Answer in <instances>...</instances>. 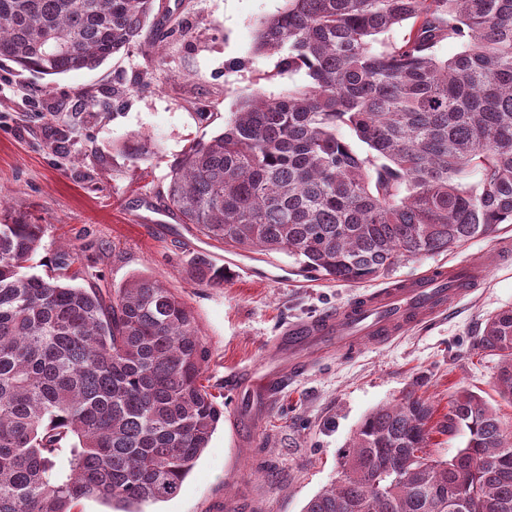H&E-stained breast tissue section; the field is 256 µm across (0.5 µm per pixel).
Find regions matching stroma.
<instances>
[{
	"mask_svg": "<svg viewBox=\"0 0 512 512\" xmlns=\"http://www.w3.org/2000/svg\"><path fill=\"white\" fill-rule=\"evenodd\" d=\"M154 23L183 28L161 46L141 44L93 70L43 76L0 64V211L47 232L30 271L46 275L57 249H79L91 280L118 288L145 275L192 310L210 360L203 379L224 409L179 494L152 512H302L337 478L339 450L374 407L411 393L448 412L470 389L512 426V401L493 385L497 356L478 339L487 315L512 307V256L503 255L449 313L355 354L328 353L299 372L276 349L289 325L444 264H478L512 240V226L452 251L400 262L361 284L315 280L292 257L225 252L167 208L173 165L193 143L224 129L236 101L304 86V72L258 55L260 20L285 0H159ZM101 105L84 109V98ZM223 267L224 284H198L192 259ZM278 370L273 395L235 393L237 373Z\"/></svg>",
	"mask_w": 512,
	"mask_h": 512,
	"instance_id": "stroma-1",
	"label": "stroma"
}]
</instances>
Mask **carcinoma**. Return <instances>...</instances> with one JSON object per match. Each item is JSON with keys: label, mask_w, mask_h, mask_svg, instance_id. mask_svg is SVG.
Masks as SVG:
<instances>
[{"label": "carcinoma", "mask_w": 512, "mask_h": 512, "mask_svg": "<svg viewBox=\"0 0 512 512\" xmlns=\"http://www.w3.org/2000/svg\"><path fill=\"white\" fill-rule=\"evenodd\" d=\"M255 51L308 83L239 100L224 131L185 152L166 198L231 249L293 257L360 283L512 224V0H286ZM155 0H0V58L57 75L94 70L138 43ZM453 42L459 51L439 55ZM348 128L368 150H356ZM45 225L0 221V512H115L175 497L224 410L202 382L209 350L182 298L138 275L101 289L25 272ZM197 281L224 269L196 262ZM479 349L512 399V308ZM409 393L362 419L339 477L302 512H512V431L474 392L433 422ZM467 433L441 460L437 431Z\"/></svg>", "instance_id": "cac0c4a2"}]
</instances>
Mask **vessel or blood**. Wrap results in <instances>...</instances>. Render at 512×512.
<instances>
[{"mask_svg":"<svg viewBox=\"0 0 512 512\" xmlns=\"http://www.w3.org/2000/svg\"><path fill=\"white\" fill-rule=\"evenodd\" d=\"M469 284L468 267H437L381 288L329 315L289 326L279 345L288 351L294 370L306 366V357L333 348L345 354L358 351L364 342H381L443 314L453 296L448 278Z\"/></svg>","mask_w":512,"mask_h":512,"instance_id":"1","label":"vessel or blood"}]
</instances>
